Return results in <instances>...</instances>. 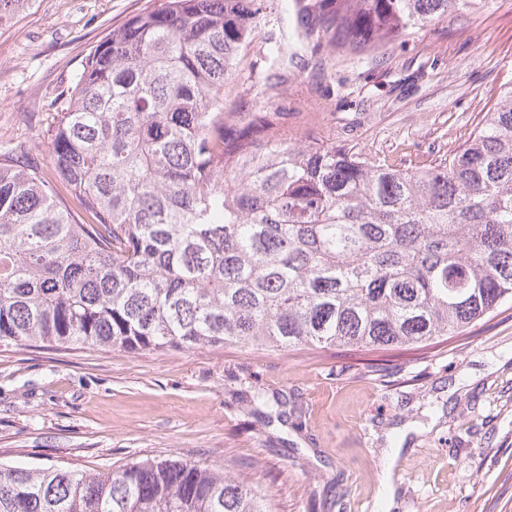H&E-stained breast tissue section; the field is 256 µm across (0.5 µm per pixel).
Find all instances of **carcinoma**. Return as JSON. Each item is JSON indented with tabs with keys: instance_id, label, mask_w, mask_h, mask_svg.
<instances>
[{
	"instance_id": "1",
	"label": "carcinoma",
	"mask_w": 512,
	"mask_h": 512,
	"mask_svg": "<svg viewBox=\"0 0 512 512\" xmlns=\"http://www.w3.org/2000/svg\"><path fill=\"white\" fill-rule=\"evenodd\" d=\"M489 0H291L290 41L369 59ZM265 0H163L94 45L47 129L54 171L0 155V343L153 352L424 348L512 303V81L410 167L240 112ZM0 512H271L217 467L107 478L0 467Z\"/></svg>"
}]
</instances>
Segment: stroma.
<instances>
[{"mask_svg": "<svg viewBox=\"0 0 512 512\" xmlns=\"http://www.w3.org/2000/svg\"><path fill=\"white\" fill-rule=\"evenodd\" d=\"M162 0H31L0 22V154L44 173L48 122L85 55ZM244 112L305 139L336 131L407 165L455 149L512 80V0L389 44L372 63L320 48ZM301 405L264 421L255 390ZM217 464L272 512H512V308L424 349L123 352L0 347V464L108 475L143 459Z\"/></svg>", "mask_w": 512, "mask_h": 512, "instance_id": "stroma-1", "label": "stroma"}]
</instances>
